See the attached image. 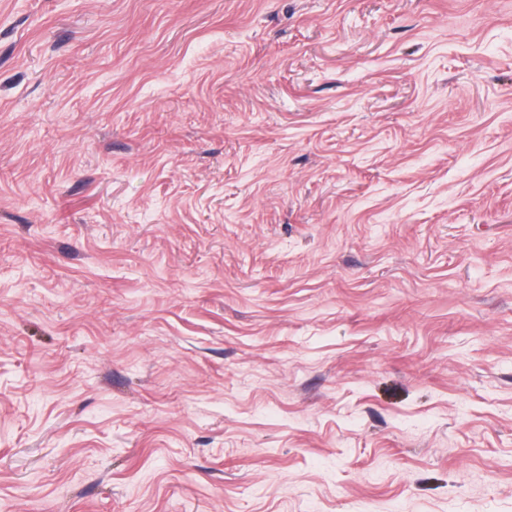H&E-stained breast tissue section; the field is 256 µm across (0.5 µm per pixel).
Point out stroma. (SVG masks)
Instances as JSON below:
<instances>
[{
	"label": "stroma",
	"mask_w": 512,
	"mask_h": 512,
	"mask_svg": "<svg viewBox=\"0 0 512 512\" xmlns=\"http://www.w3.org/2000/svg\"><path fill=\"white\" fill-rule=\"evenodd\" d=\"M0 512H512V0H0Z\"/></svg>",
	"instance_id": "35a3bbf8"
}]
</instances>
